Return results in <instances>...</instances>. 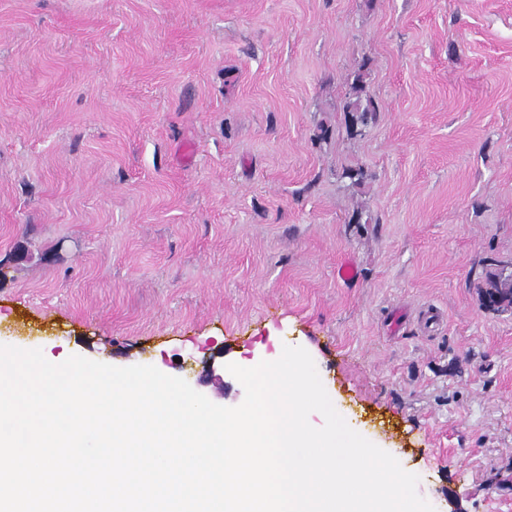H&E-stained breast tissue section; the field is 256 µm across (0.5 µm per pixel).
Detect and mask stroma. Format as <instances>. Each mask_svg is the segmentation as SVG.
<instances>
[{
	"label": "stroma",
	"mask_w": 512,
	"mask_h": 512,
	"mask_svg": "<svg viewBox=\"0 0 512 512\" xmlns=\"http://www.w3.org/2000/svg\"><path fill=\"white\" fill-rule=\"evenodd\" d=\"M497 264L512 0H0V345L222 406L300 346L435 512H512ZM362 85L357 77L353 86V94L349 96L343 105V112L351 114L354 121L358 122L361 129L369 126L376 117V107L371 98L362 97Z\"/></svg>",
	"instance_id": "35a3bbf8"
}]
</instances>
